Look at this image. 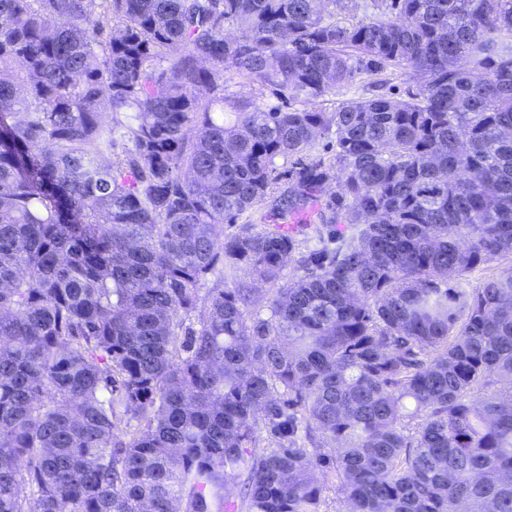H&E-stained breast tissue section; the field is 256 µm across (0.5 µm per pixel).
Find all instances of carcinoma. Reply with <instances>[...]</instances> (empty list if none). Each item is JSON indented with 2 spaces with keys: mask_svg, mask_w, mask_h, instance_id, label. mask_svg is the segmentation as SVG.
<instances>
[{
  "mask_svg": "<svg viewBox=\"0 0 512 512\" xmlns=\"http://www.w3.org/2000/svg\"><path fill=\"white\" fill-rule=\"evenodd\" d=\"M342 10L0 0V512H512V0ZM225 79H227L231 93L239 97L250 99L257 104L276 105L280 103V100L273 96L269 90L260 91L257 86H253L245 80L233 76L230 71L224 73V80ZM378 79L384 81L383 89L370 88L368 85L362 86L364 83H359L351 89H341L339 92L336 91V96L334 94H330L324 99H320L317 106L320 108H331L333 107V102L336 101V99L356 98L362 100L364 98L371 97L373 94L388 93L389 91L392 93H402L410 84L407 77L400 76L398 72L397 74H392L388 71L379 76Z\"/></svg>",
  "mask_w": 512,
  "mask_h": 512,
  "instance_id": "1",
  "label": "carcinoma"
}]
</instances>
